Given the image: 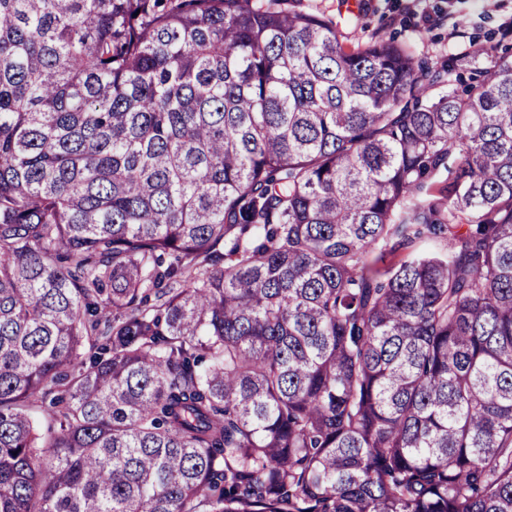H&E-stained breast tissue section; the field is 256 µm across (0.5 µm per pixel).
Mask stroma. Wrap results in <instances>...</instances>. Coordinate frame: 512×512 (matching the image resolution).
I'll return each instance as SVG.
<instances>
[{
  "instance_id": "1",
  "label": "stroma",
  "mask_w": 512,
  "mask_h": 512,
  "mask_svg": "<svg viewBox=\"0 0 512 512\" xmlns=\"http://www.w3.org/2000/svg\"><path fill=\"white\" fill-rule=\"evenodd\" d=\"M295 7L331 19L344 45L392 38L433 70L459 59L466 77L491 67L472 57L474 44L491 41L512 53V0H296Z\"/></svg>"
}]
</instances>
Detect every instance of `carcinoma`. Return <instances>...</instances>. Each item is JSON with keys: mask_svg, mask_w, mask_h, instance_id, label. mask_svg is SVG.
<instances>
[{"mask_svg": "<svg viewBox=\"0 0 512 512\" xmlns=\"http://www.w3.org/2000/svg\"><path fill=\"white\" fill-rule=\"evenodd\" d=\"M284 2L0 0V512H512V59Z\"/></svg>", "mask_w": 512, "mask_h": 512, "instance_id": "cac0c4a2", "label": "carcinoma"}]
</instances>
